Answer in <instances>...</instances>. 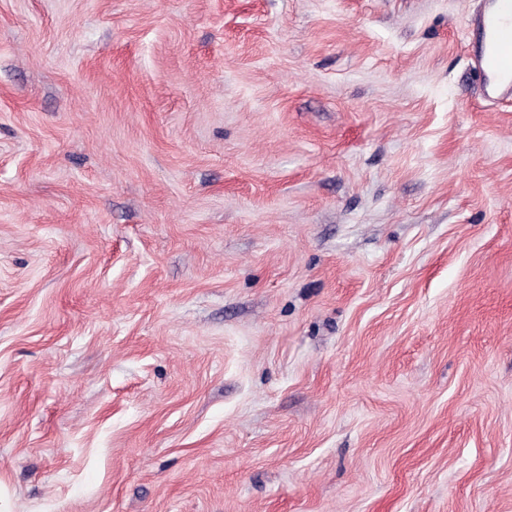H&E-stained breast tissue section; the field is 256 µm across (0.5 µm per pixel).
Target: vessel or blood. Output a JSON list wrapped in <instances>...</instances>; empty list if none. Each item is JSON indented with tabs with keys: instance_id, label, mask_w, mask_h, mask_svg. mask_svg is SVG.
I'll use <instances>...</instances> for the list:
<instances>
[{
	"instance_id": "b4317fda",
	"label": "vessel or blood",
	"mask_w": 512,
	"mask_h": 512,
	"mask_svg": "<svg viewBox=\"0 0 512 512\" xmlns=\"http://www.w3.org/2000/svg\"><path fill=\"white\" fill-rule=\"evenodd\" d=\"M488 43L478 44L475 55L484 79L487 94L512 90V0H495L490 12L473 22Z\"/></svg>"
}]
</instances>
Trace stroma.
Segmentation results:
<instances>
[{"mask_svg": "<svg viewBox=\"0 0 512 512\" xmlns=\"http://www.w3.org/2000/svg\"><path fill=\"white\" fill-rule=\"evenodd\" d=\"M485 2L0 0V512H512Z\"/></svg>", "mask_w": 512, "mask_h": 512, "instance_id": "stroma-1", "label": "stroma"}]
</instances>
